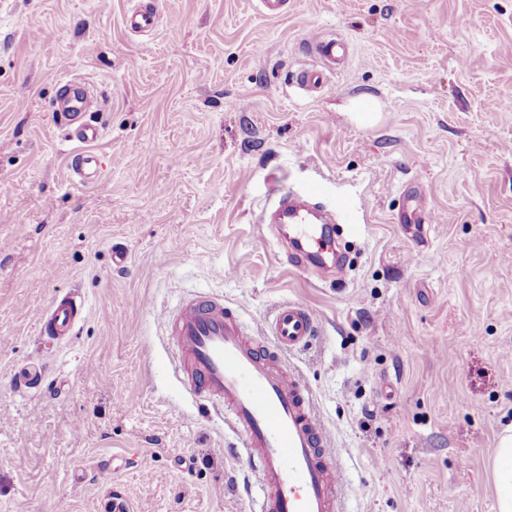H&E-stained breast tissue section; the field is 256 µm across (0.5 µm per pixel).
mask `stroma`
Listing matches in <instances>:
<instances>
[{"label":"stroma","instance_id":"obj_1","mask_svg":"<svg viewBox=\"0 0 512 512\" xmlns=\"http://www.w3.org/2000/svg\"><path fill=\"white\" fill-rule=\"evenodd\" d=\"M154 4L149 36L125 24ZM349 57L306 93L314 36ZM94 89L86 186L56 112ZM370 95L380 112L354 123ZM512 0H0V512H257L239 436L182 382L163 314L296 302L342 512H496L512 429ZM347 213L343 278L288 264L276 191ZM407 209L433 213L417 239ZM127 255L112 262L113 249ZM79 293V332L39 334ZM110 482L96 478L100 464ZM497 512H512V434L504 435L492 459Z\"/></svg>","mask_w":512,"mask_h":512}]
</instances>
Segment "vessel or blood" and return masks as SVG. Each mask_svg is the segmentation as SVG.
<instances>
[{
    "label": "vessel or blood",
    "mask_w": 512,
    "mask_h": 512,
    "mask_svg": "<svg viewBox=\"0 0 512 512\" xmlns=\"http://www.w3.org/2000/svg\"><path fill=\"white\" fill-rule=\"evenodd\" d=\"M157 13L139 8L127 17L133 31L154 30ZM324 66L342 64L348 56L344 40L314 37ZM61 117L78 141L69 156L80 183L98 184L102 171L92 143L102 131L87 118L92 90L78 79L64 80ZM272 219L287 225L295 246L289 260L302 267L313 256L334 251L339 232L335 216L311 214L292 194L279 193ZM84 311L74 294L54 300L40 324L51 340L73 336ZM168 335L182 358L183 381L189 391L224 406L233 430L242 438L262 491L260 512H339L338 493L346 478L333 459L331 438L322 425L308 387L282 364L278 351L307 344L318 332L315 314L294 302L281 305L271 322L247 333L222 301L199 295L169 315ZM273 336L278 348L266 349L262 336Z\"/></svg>",
    "instance_id": "obj_1"
}]
</instances>
